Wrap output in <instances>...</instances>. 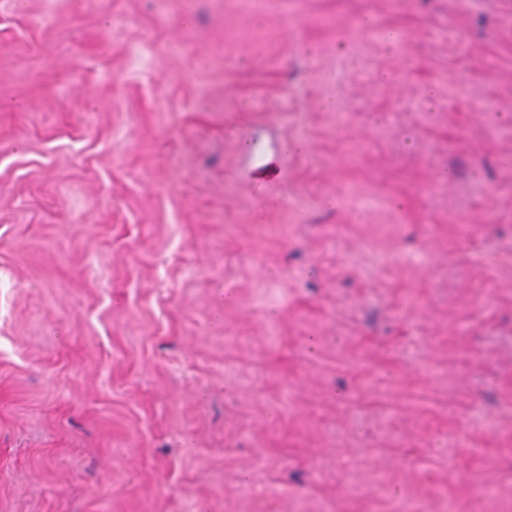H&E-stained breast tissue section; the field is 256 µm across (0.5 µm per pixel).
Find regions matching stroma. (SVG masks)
Here are the masks:
<instances>
[{"mask_svg":"<svg viewBox=\"0 0 512 512\" xmlns=\"http://www.w3.org/2000/svg\"><path fill=\"white\" fill-rule=\"evenodd\" d=\"M0 0V512H512V0Z\"/></svg>","mask_w":512,"mask_h":512,"instance_id":"obj_1","label":"stroma"}]
</instances>
